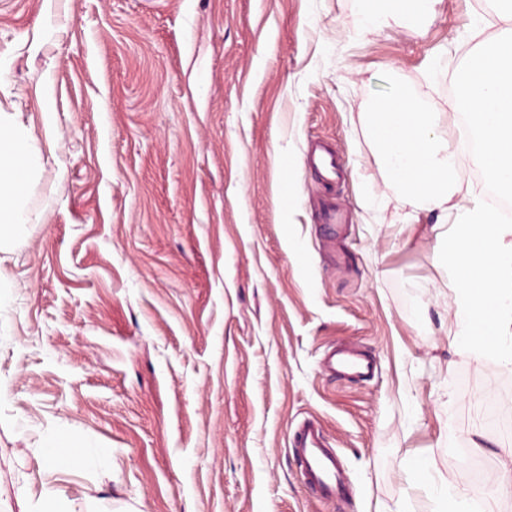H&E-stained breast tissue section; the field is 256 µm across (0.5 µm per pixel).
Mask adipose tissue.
Here are the masks:
<instances>
[{
	"label": "adipose tissue",
	"mask_w": 512,
	"mask_h": 512,
	"mask_svg": "<svg viewBox=\"0 0 512 512\" xmlns=\"http://www.w3.org/2000/svg\"><path fill=\"white\" fill-rule=\"evenodd\" d=\"M376 8L367 10L365 24L377 28L396 13L414 21L430 20L437 0H377ZM41 166L32 138L16 115L0 113V252L13 251L26 237L29 211L26 207L27 185L33 171ZM43 464L49 470L89 467L100 456L90 443L75 444L64 437L48 441Z\"/></svg>",
	"instance_id": "1"
}]
</instances>
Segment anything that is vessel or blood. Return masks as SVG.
<instances>
[{
  "instance_id": "b4317fda",
  "label": "vessel or blood",
  "mask_w": 512,
  "mask_h": 512,
  "mask_svg": "<svg viewBox=\"0 0 512 512\" xmlns=\"http://www.w3.org/2000/svg\"><path fill=\"white\" fill-rule=\"evenodd\" d=\"M325 369L330 374L347 379L370 376L374 364L368 353L354 345L332 346ZM290 446L298 462L305 484L321 500H336L344 492L343 474L336 460V452L329 448L320 423L308 419L293 430Z\"/></svg>"
}]
</instances>
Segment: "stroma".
<instances>
[{"label":"stroma","instance_id":"stroma-1","mask_svg":"<svg viewBox=\"0 0 512 512\" xmlns=\"http://www.w3.org/2000/svg\"><path fill=\"white\" fill-rule=\"evenodd\" d=\"M363 0H0V113L43 166L29 237L0 253V512H441L434 475L491 492L512 377L455 343L447 226L382 182L366 127L381 73L450 112L490 0L422 26ZM329 144L333 185L305 164ZM343 211L335 229L323 209ZM418 212L417 223L404 217ZM360 346L367 381L325 374ZM322 424L348 476L325 503L291 427ZM105 468L47 472L55 433Z\"/></svg>","mask_w":512,"mask_h":512}]
</instances>
